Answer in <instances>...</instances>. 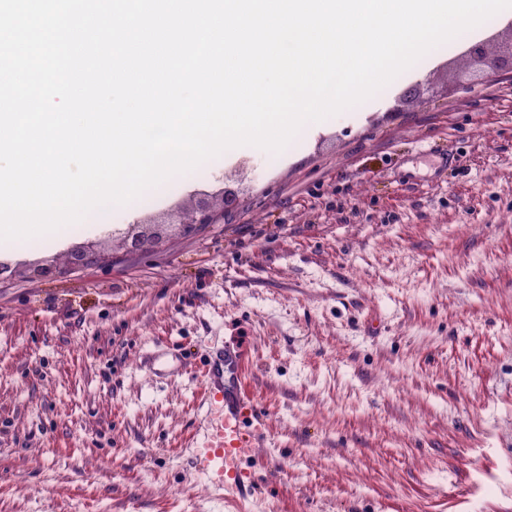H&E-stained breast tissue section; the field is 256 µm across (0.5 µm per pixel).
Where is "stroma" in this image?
<instances>
[{
	"instance_id": "1",
	"label": "stroma",
	"mask_w": 512,
	"mask_h": 512,
	"mask_svg": "<svg viewBox=\"0 0 512 512\" xmlns=\"http://www.w3.org/2000/svg\"><path fill=\"white\" fill-rule=\"evenodd\" d=\"M225 190L238 207L184 231ZM89 243L111 264L37 275ZM1 262L0 512H512L510 19L281 152L228 150ZM232 344L266 416L258 495L190 463L204 355Z\"/></svg>"
}]
</instances>
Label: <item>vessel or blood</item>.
<instances>
[{
  "label": "vessel or blood",
  "mask_w": 512,
  "mask_h": 512,
  "mask_svg": "<svg viewBox=\"0 0 512 512\" xmlns=\"http://www.w3.org/2000/svg\"><path fill=\"white\" fill-rule=\"evenodd\" d=\"M244 358V349L238 347L210 360L199 400L200 443L192 456L193 468L210 484L237 491L249 487L241 461L253 452L257 436L244 421L246 410L255 406L238 374Z\"/></svg>",
  "instance_id": "b4317fda"
}]
</instances>
